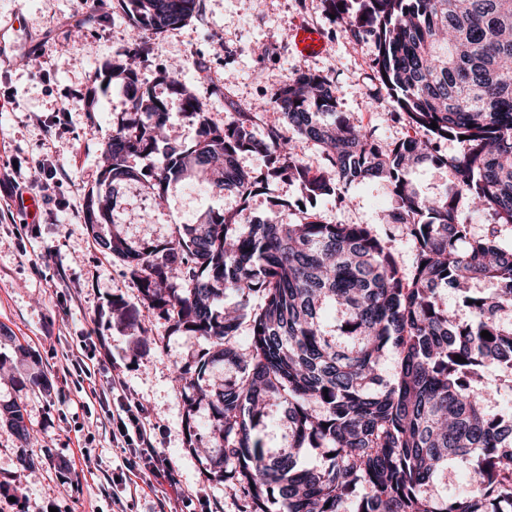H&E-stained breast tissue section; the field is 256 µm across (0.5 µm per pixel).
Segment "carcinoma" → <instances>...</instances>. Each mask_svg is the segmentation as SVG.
<instances>
[{
	"label": "carcinoma",
	"mask_w": 512,
	"mask_h": 512,
	"mask_svg": "<svg viewBox=\"0 0 512 512\" xmlns=\"http://www.w3.org/2000/svg\"><path fill=\"white\" fill-rule=\"evenodd\" d=\"M201 2L117 0L135 40L95 79L121 85L127 109L103 148L108 164L84 223L127 265L147 308L209 345L197 376L183 371L181 380L195 387L215 363L239 369L211 394L210 432L224 443L213 479L242 493L250 512H512V406L490 409L480 386L490 365L512 377V243L501 238L512 227V0H321L337 28L373 43L372 68L396 104L388 119L411 130L403 139L384 144L338 111L336 87L317 72H294L268 102L219 125L165 71L169 94L196 124L192 143L173 146L167 102L142 78L145 36L185 24ZM268 106L286 126L258 135ZM449 139L454 154L441 150ZM303 142L321 166L307 164ZM243 153L263 157L265 169L241 166ZM133 157L147 164L137 169ZM412 165L446 170L445 192L422 195L408 179ZM191 177L204 191L233 193L238 207L209 209L157 245L135 246L117 229L109 185L144 181L160 202ZM278 179L340 203L353 185L387 189L384 221L412 242L409 272L366 224L293 221L286 202L276 222L252 214L250 198ZM480 213L489 224L478 235L471 216ZM481 280L496 284L492 296L475 291ZM228 291L241 308L223 313ZM448 293L458 307L443 301ZM252 297L259 303L247 313ZM272 405L285 409L290 437L278 453L258 430ZM1 420L33 468L20 403L0 404ZM309 448L327 455L324 467L299 464ZM450 462L467 471L469 490L436 498L430 484Z\"/></svg>",
	"instance_id": "1"
}]
</instances>
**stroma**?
Segmentation results:
<instances>
[{
  "instance_id": "stroma-1",
  "label": "stroma",
  "mask_w": 512,
  "mask_h": 512,
  "mask_svg": "<svg viewBox=\"0 0 512 512\" xmlns=\"http://www.w3.org/2000/svg\"><path fill=\"white\" fill-rule=\"evenodd\" d=\"M113 0H0V38L14 44L0 58V166L17 164L25 179L40 160L57 173L36 221L18 207H0V402L17 401L37 435L36 467L21 463V442L0 423V512H246L243 495L232 494L210 475L209 460L222 445L210 434L208 393L233 379L234 366H211L197 388L176 381L177 368L195 372L203 339L174 332L148 310L126 265L101 251L83 211L97 189L102 151L125 97L119 86L87 93L98 67L130 44L124 15ZM319 28L324 46L300 56L294 49L298 25ZM143 74L168 103V133L174 142L194 140L196 127L181 103L159 82L161 71L182 64L179 77L209 104L213 122L269 99L296 69L326 76L337 88L339 109L352 121L375 128L380 140L404 138V126L388 121L394 103L371 69L373 47L351 40L325 17L321 0H202L197 17L182 27L151 36ZM115 213L128 240L147 245L166 240L176 225L206 210H229L238 200L211 194L186 180L165 202L154 203L144 183L132 181L115 194ZM303 204L328 224H366L388 240L401 270H409L412 243L400 226L383 222L390 204L381 186L352 187L345 204L331 198L303 199L296 186L269 184L254 196L255 215L278 220L279 201ZM101 337L104 357L89 361L90 379L68 371L64 355L88 329ZM48 383L34 386L31 376ZM126 383L130 402L141 404L155 427L177 479L137 497L123 494L112 477L126 455L100 427L106 408L89 400V381L112 377ZM200 440L189 448L186 420Z\"/></svg>"
}]
</instances>
